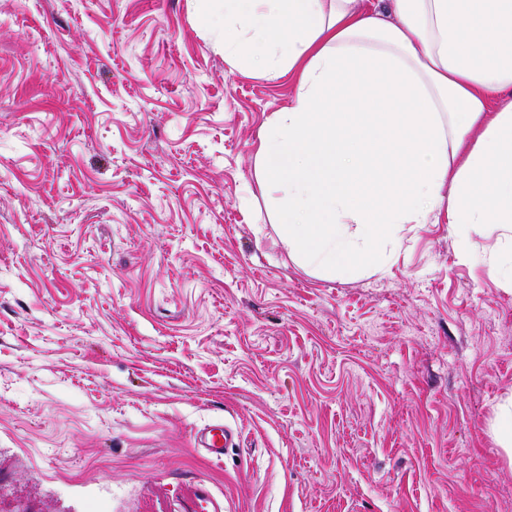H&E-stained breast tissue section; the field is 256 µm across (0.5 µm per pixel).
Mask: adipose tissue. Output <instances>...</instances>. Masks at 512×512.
Listing matches in <instances>:
<instances>
[{
	"label": "adipose tissue",
	"instance_id": "obj_1",
	"mask_svg": "<svg viewBox=\"0 0 512 512\" xmlns=\"http://www.w3.org/2000/svg\"><path fill=\"white\" fill-rule=\"evenodd\" d=\"M195 4L229 66L294 79L254 153L291 255L378 272L403 225L445 222L463 262L512 286V0Z\"/></svg>",
	"mask_w": 512,
	"mask_h": 512
}]
</instances>
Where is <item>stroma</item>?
Instances as JSON below:
<instances>
[{"label":"stroma","instance_id":"stroma-1","mask_svg":"<svg viewBox=\"0 0 512 512\" xmlns=\"http://www.w3.org/2000/svg\"><path fill=\"white\" fill-rule=\"evenodd\" d=\"M288 77L192 0H0V497L33 512H512V288L408 224L378 274L279 237ZM221 422L222 462L193 442ZM492 431L497 444L504 448L512 461V398L502 402L492 424Z\"/></svg>","mask_w":512,"mask_h":512}]
</instances>
